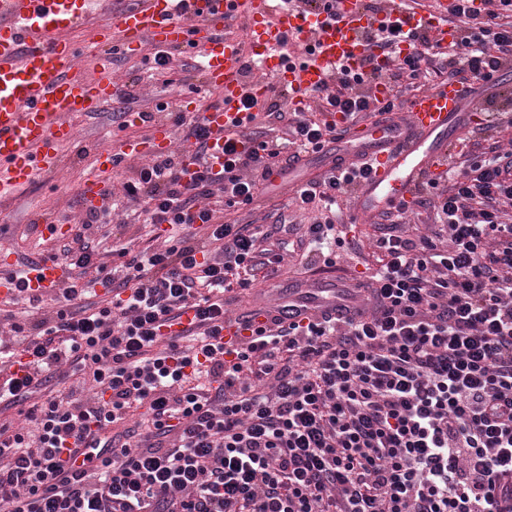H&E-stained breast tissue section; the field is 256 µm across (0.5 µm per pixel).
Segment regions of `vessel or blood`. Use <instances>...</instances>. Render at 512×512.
Instances as JSON below:
<instances>
[{
    "label": "vessel or blood",
    "instance_id": "1",
    "mask_svg": "<svg viewBox=\"0 0 512 512\" xmlns=\"http://www.w3.org/2000/svg\"><path fill=\"white\" fill-rule=\"evenodd\" d=\"M384 12L409 16L411 24L425 26L439 48H447L456 36L445 10L407 14L399 0H385ZM94 16L99 19L94 44L102 54L99 76L90 82L78 67L87 47L71 33ZM233 18L243 21L265 71L291 88V101L299 108L307 94L331 84L337 68H357L367 57L381 66L386 63L383 51L364 36L372 19L359 0H336L329 12L304 10L294 0L285 7L274 0H132L117 8L110 0H0V202L61 166L57 146L73 138L67 116L93 115L112 102L120 87L112 74L111 51L128 50L141 37L161 51L182 48L200 55L206 86L222 91L221 101L201 114L210 161L215 171H222L225 141L248 123L240 109L241 47L224 31ZM292 32L314 52L288 63L278 48ZM480 102L475 86L452 81L416 94L379 119L350 126L346 136L326 143L314 156L289 163L273 180L292 196L302 186L300 164H309L316 178L335 167L364 163L371 173L350 207L356 219L367 218L380 207L411 200L424 178L438 170ZM171 145L168 126L156 124L149 142L122 140L118 153L100 149L78 189L83 206L100 207L111 195V175L119 159ZM69 275L67 267L46 257L27 279L30 287L47 294Z\"/></svg>",
    "mask_w": 512,
    "mask_h": 512
}]
</instances>
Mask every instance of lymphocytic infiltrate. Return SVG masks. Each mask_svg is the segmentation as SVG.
Here are the masks:
<instances>
[{
	"label": "lymphocytic infiltrate",
	"instance_id": "1",
	"mask_svg": "<svg viewBox=\"0 0 512 512\" xmlns=\"http://www.w3.org/2000/svg\"><path fill=\"white\" fill-rule=\"evenodd\" d=\"M512 0H448L458 37L447 51L423 26L411 52L383 69L337 74L317 92L320 118L287 110L272 84L259 107L268 139L246 126L224 144V176L206 159L185 176L179 153L155 157L110 207L83 211L53 252L71 272L52 318L0 337V403L28 400L61 365L80 378L31 406L27 428L0 426L6 512H512V150L429 179L413 204L381 213L377 268L340 289L343 312L288 322L245 314L247 338L223 342L224 294L269 265L270 231L218 221L212 199L251 205L285 169L287 146L320 150L343 136L325 113L357 122L393 109L361 92L370 80L412 87L460 81L512 62ZM368 168L329 172L297 194L310 214L297 247L356 249L336 227L338 197ZM141 205L149 246L97 234L113 210ZM429 208L448 239L404 235L410 207ZM164 247H153L158 231ZM104 292L106 304L95 301ZM195 326L167 334L185 310ZM140 410L141 419L127 417ZM74 442L84 463L61 457Z\"/></svg>",
	"mask_w": 512,
	"mask_h": 512
}]
</instances>
